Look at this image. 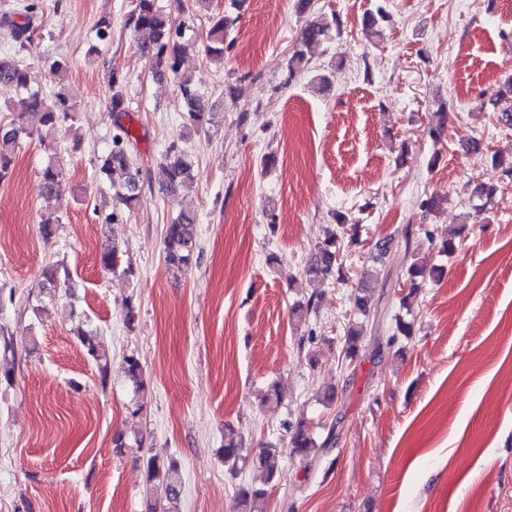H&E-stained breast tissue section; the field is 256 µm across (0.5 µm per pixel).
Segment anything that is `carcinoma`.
<instances>
[{"label": "carcinoma", "mask_w": 512, "mask_h": 512, "mask_svg": "<svg viewBox=\"0 0 512 512\" xmlns=\"http://www.w3.org/2000/svg\"><path fill=\"white\" fill-rule=\"evenodd\" d=\"M130 21L134 23L135 31L140 34V51L151 58L153 69L161 75H171L179 83L186 112H188L187 129L189 132L202 134L207 132V125L212 122V112L207 110L197 91L192 86L191 77L182 72V46L179 39L183 38L186 24L176 22L171 14L164 12L157 0H136ZM238 17L228 13L218 14L212 18V24L206 33V55L212 60L224 59V43L231 30L236 26ZM3 24L10 27L13 41L19 44V49L27 48L31 42L29 29L9 19ZM331 24L320 19H308L302 26L297 43L292 54L288 57L287 68L290 74L302 72L308 68L310 60L307 57L310 47L321 43L328 36ZM0 84H8L18 92L14 103L13 119L8 122L0 121V181L11 173L15 148L19 141L33 137L35 131L41 128L54 129L72 120L75 106L62 91L54 97L47 98L30 67L21 60L0 58ZM126 78L117 73L109 77L111 90L110 104L112 112L121 116L127 112L125 88ZM492 105L500 108L501 118L512 126V78L505 81L504 89L499 91ZM447 125V113L440 108L428 114V130L436 140L442 138ZM134 140L133 133L121 122H116V132L112 135L109 151L99 157L98 172L100 176L116 175L119 180L112 181L113 196L116 205L111 211L103 214L106 224H118L123 221L125 212L135 209L139 203L140 168L133 163L129 151ZM161 182L168 191L188 189L194 181V161L177 142H172L166 149L163 162L160 165ZM41 180L44 195L48 198L57 196L64 187V168L60 163L48 161L41 170ZM496 188L480 185L475 188L473 196L480 204L476 209L488 210L494 203ZM197 217L192 213H183L166 225L165 262L174 277L183 275L194 261L197 252L195 229ZM340 246L334 233L328 234L319 243L310 258L305 272L311 280L334 279L339 283L348 281L343 263L339 259ZM444 274V268L431 262L430 255L413 258L404 273L405 281L409 284V293L400 299V306H408V300L418 291L421 284L431 280L439 281ZM383 273L377 270H367L363 273L354 295L353 309L359 318L370 317V301L373 292L379 287ZM366 326L357 320L351 323L345 339L346 358H358L364 350L363 340ZM414 334V322L404 319L397 314L394 316L391 334L386 340L387 347L395 346L402 339H410ZM78 336L88 357L97 362L101 369H107L109 358L104 345L97 341L93 332L78 328ZM292 432L289 447L292 454L305 459H319L330 451V445L335 443V429H329L322 441H317L306 422L287 425ZM247 448L241 435L231 430L224 434L223 458L224 466L230 474L238 472L239 462L248 459ZM283 450L269 445L259 451L252 459L266 475L267 480H273L279 471V462ZM148 477L160 480V491L147 500L146 512H174V505L180 497V477L178 467L173 461H165L157 455L147 458ZM239 506L249 512H266L265 490L249 486L237 489Z\"/></svg>", "instance_id": "carcinoma-1"}]
</instances>
